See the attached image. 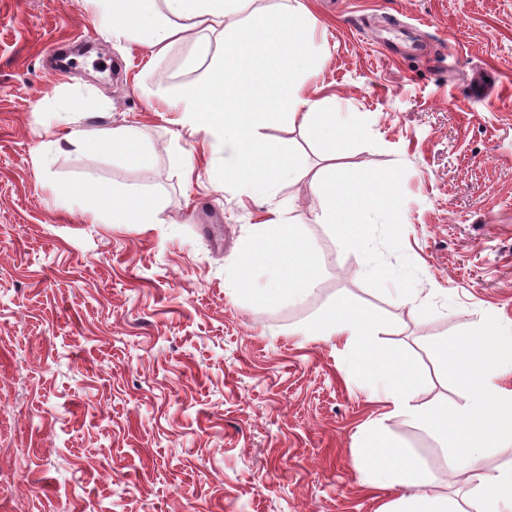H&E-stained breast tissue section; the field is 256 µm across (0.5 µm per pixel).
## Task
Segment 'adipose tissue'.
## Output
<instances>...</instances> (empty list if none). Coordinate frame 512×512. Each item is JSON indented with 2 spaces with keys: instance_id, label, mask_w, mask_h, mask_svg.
Wrapping results in <instances>:
<instances>
[{
  "instance_id": "adipose-tissue-1",
  "label": "adipose tissue",
  "mask_w": 512,
  "mask_h": 512,
  "mask_svg": "<svg viewBox=\"0 0 512 512\" xmlns=\"http://www.w3.org/2000/svg\"><path fill=\"white\" fill-rule=\"evenodd\" d=\"M248 0H166L170 18L161 17L155 0H93L103 28L111 36L164 51L176 37L199 29L233 31L219 55L211 56L206 78L187 88L176 106L189 131L204 134L224 156L223 172L255 194L270 192L286 178H297L293 162L260 136L261 128L282 118L299 123L307 139L321 144L326 159L362 133L359 121L337 118L334 108L301 94L299 76L311 49L301 31L312 20L304 6L271 5L264 16L240 25L237 15ZM320 194L317 223L329 225L338 246L365 243L377 215L390 212L396 189L393 176L376 174L356 182L329 171L313 180ZM63 199L82 196L92 220L104 224H156L159 206L152 198L116 188L101 191L88 183L79 189L60 184ZM318 255L312 240L296 224L286 223L271 208L264 223L253 225L235 263V283L242 292L257 291L267 302L283 294L310 290ZM381 324L374 314L341 299L304 335L337 340L349 355L346 377L367 374L371 397L388 404L391 415L431 428L445 442L450 469L470 470L476 482L479 512H512V470L487 473L479 461L487 448L512 445V397L498 385L502 354L512 350V336L497 328L482 334L440 341L428 348L441 372L471 392L460 408L413 404L412 391L421 374L409 359L383 350L377 336ZM360 457L367 482L377 489L413 488L408 497L386 504L383 512H463L447 497L431 491L432 480L418 460L394 435L374 425L365 436Z\"/></svg>"
}]
</instances>
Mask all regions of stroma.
<instances>
[{
	"label": "stroma",
	"mask_w": 512,
	"mask_h": 512,
	"mask_svg": "<svg viewBox=\"0 0 512 512\" xmlns=\"http://www.w3.org/2000/svg\"><path fill=\"white\" fill-rule=\"evenodd\" d=\"M303 3L317 63L302 91L366 129L337 169L399 181L396 216L365 248L316 223L324 156L298 124L263 131L301 171L266 198L221 181L223 157L187 135L171 103L209 66L197 42L218 51L219 32L156 54L108 36L91 0H0V512H379L357 458L378 421L433 492L473 512L475 483L448 468L442 439L389 415L344 377L340 345L300 330L347 298L420 368L415 404L467 403L426 346L512 327V0ZM57 44L77 51L63 72ZM476 73L493 81L484 104ZM67 102L86 146L51 122ZM121 126L140 130L146 162L91 147ZM60 183L152 196L162 221L93 223L57 199ZM274 205L320 263L308 294L262 305L230 289ZM368 266L395 271L411 302Z\"/></svg>",
	"instance_id": "obj_1"
}]
</instances>
